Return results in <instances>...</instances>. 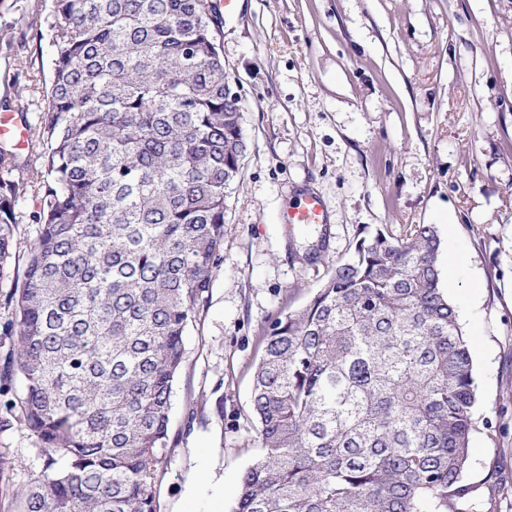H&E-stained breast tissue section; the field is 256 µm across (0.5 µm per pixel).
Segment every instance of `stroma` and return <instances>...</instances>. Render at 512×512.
I'll return each instance as SVG.
<instances>
[{
    "instance_id": "obj_1",
    "label": "stroma",
    "mask_w": 512,
    "mask_h": 512,
    "mask_svg": "<svg viewBox=\"0 0 512 512\" xmlns=\"http://www.w3.org/2000/svg\"><path fill=\"white\" fill-rule=\"evenodd\" d=\"M218 40L247 151L184 338L157 512H231L259 452L265 329L308 302L362 228L410 224L436 226L442 285L472 338L477 508L512 512V0H237ZM53 56L46 25L17 30L0 52V115L15 83L44 87ZM307 192L327 223H282ZM5 449L23 485L35 439L0 432Z\"/></svg>"
}]
</instances>
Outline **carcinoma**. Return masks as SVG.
I'll list each match as a JSON object with an SVG mask.
<instances>
[{"instance_id":"obj_1","label":"carcinoma","mask_w":512,"mask_h":512,"mask_svg":"<svg viewBox=\"0 0 512 512\" xmlns=\"http://www.w3.org/2000/svg\"><path fill=\"white\" fill-rule=\"evenodd\" d=\"M0 19L10 46L26 6ZM36 162L0 143V397L42 464L6 512H155L184 336L219 266L224 198L247 150L214 0H51ZM37 88L16 90L29 112ZM433 224L357 235L299 310L263 336L251 405L258 456L232 512H468L478 401L470 337L442 287Z\"/></svg>"}]
</instances>
